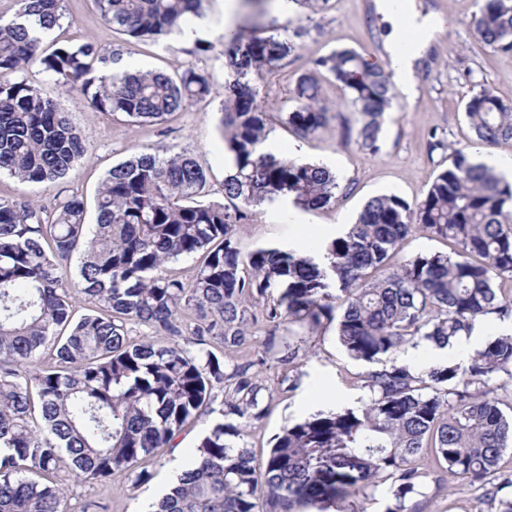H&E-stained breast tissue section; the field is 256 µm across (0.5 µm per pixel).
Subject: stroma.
Segmentation results:
<instances>
[{"mask_svg":"<svg viewBox=\"0 0 512 512\" xmlns=\"http://www.w3.org/2000/svg\"><path fill=\"white\" fill-rule=\"evenodd\" d=\"M229 0H205L202 13L210 27L187 44L180 30L159 40L134 41L103 23L91 0H63L66 19L53 34L58 44L94 43L104 56L116 55L144 64L149 70L175 72L182 65L209 73L214 90L203 102L175 113L161 124L130 126L120 117L78 105L40 66L25 67L21 79L39 87L68 113L74 126L91 144L88 154L69 174L54 183L23 185L0 173V196L31 199L51 204L57 194H77L93 201L96 190L113 165L127 159L135 149L157 143L190 151L206 169L210 199L222 200L225 160L224 140L219 131L223 104L224 34L229 29L249 31L252 12L229 10ZM420 13L436 12L444 21L427 50L416 74L417 96L398 100L387 116L383 147L371 154L342 136L344 125L355 122V114L342 104L343 92L332 78L319 76L321 94L334 118L315 136L303 139L279 121H272L267 147L303 162L331 168L340 190L330 206L301 212L297 223H289L279 203L257 207L250 223L242 225L238 237L243 249L259 246L314 245L331 240L352 223L363 204L372 196L395 193L407 201L421 200L432 180L448 164L449 148H470L474 160L512 158V141L491 149L471 148L473 135L462 106L476 86L491 89L512 100V54L499 53L482 43L474 29L477 0H414ZM306 35L295 52L273 69L259 84V101L268 112L288 111V98L298 76L310 71L313 59L332 51L351 48L380 66H387L386 23L374 9V0H329L326 10L304 20ZM206 51H197V44ZM442 137L445 146L430 150L431 134ZM283 336L268 339L259 333L253 341L266 351L267 364L257 374L261 387L258 399L269 413L246 428L237 446L247 448L256 463H263L270 441L290 422L302 420L320 410L337 406L357 407L368 399L359 385L364 363L350 359L336 341V329L329 326L301 343L297 370L280 364ZM215 411L182 433L181 444L149 461L151 478L135 483L133 476L118 473L110 480L84 483L70 480L67 496L76 512H148L176 481L178 472L191 459L201 436L222 419V400ZM422 512H496L483 498L478 486L462 481H432L424 489Z\"/></svg>","mask_w":512,"mask_h":512,"instance_id":"35a3bbf8","label":"stroma"}]
</instances>
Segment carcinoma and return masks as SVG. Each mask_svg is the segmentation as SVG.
I'll return each instance as SVG.
<instances>
[{"label":"carcinoma","mask_w":512,"mask_h":512,"mask_svg":"<svg viewBox=\"0 0 512 512\" xmlns=\"http://www.w3.org/2000/svg\"><path fill=\"white\" fill-rule=\"evenodd\" d=\"M0 21V171L22 183H53L90 144L68 113L16 77L39 63L78 104L155 125L205 99L208 75L188 66L106 74L97 47L44 39L61 27L62 0H18ZM102 20L131 40H157L199 13L202 0H94ZM479 39L512 53V0H479ZM301 16L272 19L245 35L224 36V112L228 155L222 201L199 199L206 174L185 149L157 144L113 166L86 223L84 199L58 197L50 208L0 198V512H73L66 481L97 482L117 472L146 482L142 460L173 448L181 432L213 412L224 384L223 421L197 445L189 465L150 512H295L327 504L362 512L357 500L391 482L387 512H420L427 459L451 478L486 488L499 512H512V333L492 334L467 366L397 362L408 346L449 345L477 321L512 320V182L452 150L451 164L414 203L390 193L363 206L355 223L319 246L327 264L279 246L243 251L237 227L253 208L278 198L318 210L340 188L327 167L265 149L269 114L257 83L298 47ZM341 87L356 125L345 128L364 150H382L386 116L396 104L392 74L354 49L313 60ZM293 108L279 121L305 139L330 120L320 87L301 74ZM464 117L473 143L512 140V101L472 92ZM416 231L442 238L449 252L397 259ZM79 258L75 272L69 268ZM199 257L189 281L167 265ZM94 305L75 317L73 303ZM336 323L345 353L369 369L359 407L319 411L273 438L263 466L226 438L241 420H262L269 406L250 372L255 355L224 372L206 349L242 353L252 336L298 326L313 335ZM145 329L141 339L132 328ZM172 339L159 344L156 337ZM199 346L193 353L179 343Z\"/></svg>","instance_id":"1"}]
</instances>
